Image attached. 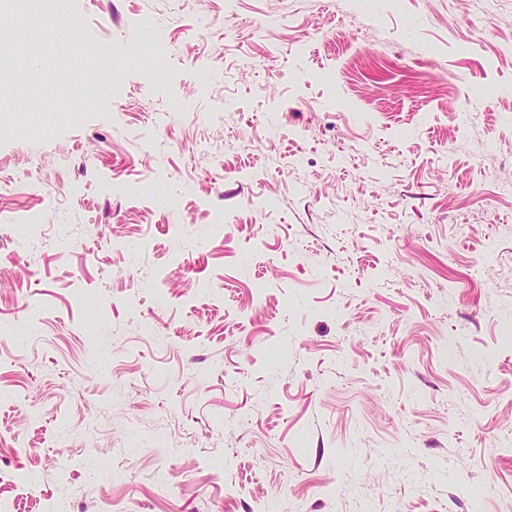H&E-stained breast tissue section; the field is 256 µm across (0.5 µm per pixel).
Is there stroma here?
<instances>
[{
  "label": "stroma",
  "mask_w": 512,
  "mask_h": 512,
  "mask_svg": "<svg viewBox=\"0 0 512 512\" xmlns=\"http://www.w3.org/2000/svg\"><path fill=\"white\" fill-rule=\"evenodd\" d=\"M20 13L0 496L512 512V0Z\"/></svg>",
  "instance_id": "1"
}]
</instances>
